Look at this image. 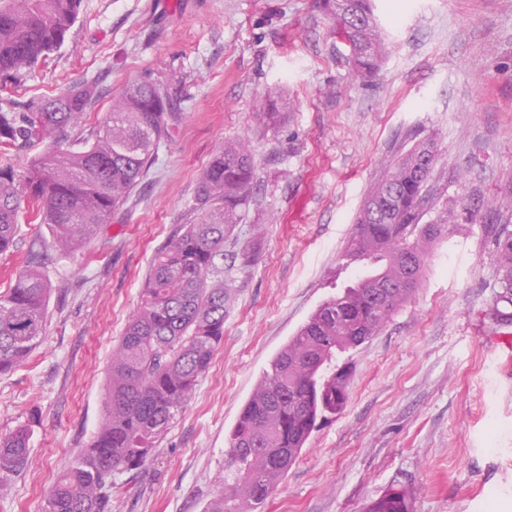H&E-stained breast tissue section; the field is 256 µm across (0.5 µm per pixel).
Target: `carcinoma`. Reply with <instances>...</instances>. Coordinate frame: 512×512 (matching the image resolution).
Instances as JSON below:
<instances>
[{"mask_svg":"<svg viewBox=\"0 0 512 512\" xmlns=\"http://www.w3.org/2000/svg\"><path fill=\"white\" fill-rule=\"evenodd\" d=\"M80 0H0V87L20 83L27 69L63 44ZM336 34L349 47L352 71L377 73L387 56L371 0H324ZM91 84L40 100L24 112L0 110V146L46 143L31 168L0 167V252L15 240L23 214L53 229L58 247L77 252L95 238L147 175L177 112L159 83L132 82L92 139L63 146L65 131L95 102ZM266 117L290 107L274 91ZM437 160L433 143L413 144L374 183L356 213L345 256L368 262L351 285L323 301L274 355L243 406L225 449L224 489L212 512H252L300 457L320 422L344 410L352 366L338 356L369 341L415 289L427 245L454 223V210L436 209L428 183ZM255 177L250 152L227 142L203 171L194 219L156 251L107 372L102 421L71 467L52 487L47 512H112L115 476L144 466L181 414L224 339L230 299L224 287V240L241 223ZM497 279L490 316L512 325V229L495 240ZM51 285L43 253L30 251L26 268L0 296V374L22 363L43 339ZM30 429L0 436V491L29 462ZM364 512H413L409 487L396 484Z\"/></svg>","mask_w":512,"mask_h":512,"instance_id":"cac0c4a2","label":"carcinoma"}]
</instances>
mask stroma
<instances>
[{"mask_svg":"<svg viewBox=\"0 0 512 512\" xmlns=\"http://www.w3.org/2000/svg\"><path fill=\"white\" fill-rule=\"evenodd\" d=\"M389 41L356 77L319 0H81L64 43L0 90L22 106L96 83L69 136L99 130L132 80L167 85L181 120L147 177L80 252L24 217L0 253V296L47 250L45 337L0 374V436L32 428L30 459L0 512H46L58 476L94 436L112 352L156 250L193 215L199 178L225 142L252 154L241 224L224 243V339L149 463L117 476L112 512H212L224 450L275 353L360 262L346 239L370 186L412 140L439 149L431 185L456 210L418 288L351 351L342 413L323 423L257 512H364L392 484L415 512H512V374L483 333L495 238L512 225V0H374ZM291 104L265 119L268 87Z\"/></svg>","mask_w":512,"mask_h":512,"instance_id":"1","label":"stroma"}]
</instances>
